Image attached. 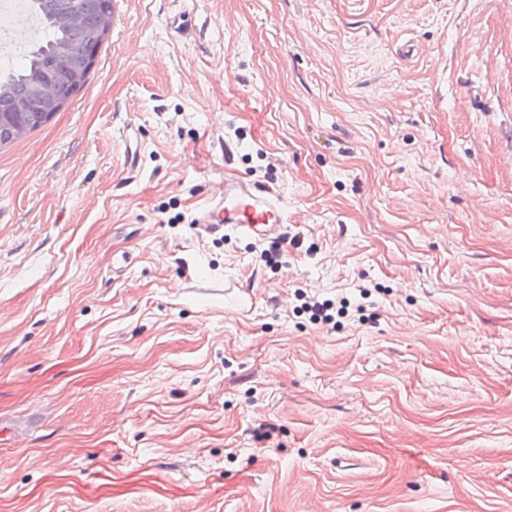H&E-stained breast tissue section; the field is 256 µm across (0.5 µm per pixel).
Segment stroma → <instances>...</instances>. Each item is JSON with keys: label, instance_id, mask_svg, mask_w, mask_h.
Listing matches in <instances>:
<instances>
[{"label": "stroma", "instance_id": "obj_1", "mask_svg": "<svg viewBox=\"0 0 512 512\" xmlns=\"http://www.w3.org/2000/svg\"><path fill=\"white\" fill-rule=\"evenodd\" d=\"M112 3L0 148V512H512V0ZM197 224H206L210 229L229 224L248 236H269L276 232L278 224L287 222L283 219L278 190L268 185H251L232 175L224 177V197L219 208L206 213Z\"/></svg>", "mask_w": 512, "mask_h": 512}]
</instances>
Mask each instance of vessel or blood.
Wrapping results in <instances>:
<instances>
[{"mask_svg": "<svg viewBox=\"0 0 512 512\" xmlns=\"http://www.w3.org/2000/svg\"><path fill=\"white\" fill-rule=\"evenodd\" d=\"M282 221V196L278 190L249 184L234 175L224 180V196L219 208L202 218L209 228L227 224L248 236L272 235Z\"/></svg>", "mask_w": 512, "mask_h": 512, "instance_id": "vessel-or-blood-1", "label": "vessel or blood"}]
</instances>
